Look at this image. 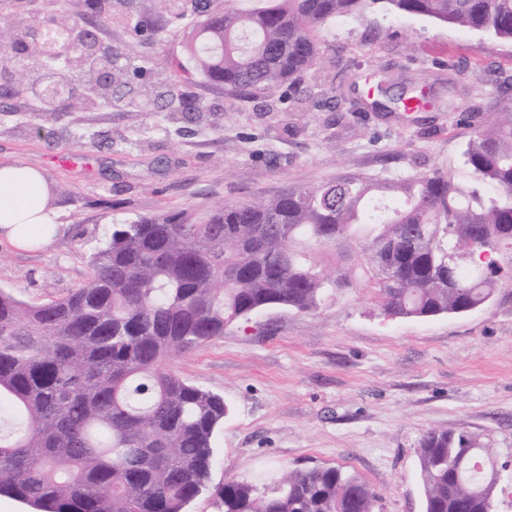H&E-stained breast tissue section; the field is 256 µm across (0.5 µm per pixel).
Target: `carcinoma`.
<instances>
[{"mask_svg": "<svg viewBox=\"0 0 512 512\" xmlns=\"http://www.w3.org/2000/svg\"><path fill=\"white\" fill-rule=\"evenodd\" d=\"M139 21L135 39L180 16ZM377 4L512 41V0H266L247 13L207 14L185 34L194 68L225 91L254 96L299 84L323 61L314 32ZM101 30L112 0H85ZM0 32V68L29 33V9ZM86 18L44 33L63 46ZM64 96L37 94L50 112L84 98L59 73ZM463 153L476 179L438 171L401 178L346 177L314 189L115 224L79 286L41 305L0 289V494L37 512H186L210 490L224 512H373L376 494L339 467L292 469L210 488L224 397L194 386L170 359L224 335L260 310L316 309L327 290L374 285L393 318L464 314L491 302L499 270L468 264L478 244L512 251V105L473 112ZM424 512H494L496 451L429 429L418 441Z\"/></svg>", "mask_w": 512, "mask_h": 512, "instance_id": "1", "label": "carcinoma"}]
</instances>
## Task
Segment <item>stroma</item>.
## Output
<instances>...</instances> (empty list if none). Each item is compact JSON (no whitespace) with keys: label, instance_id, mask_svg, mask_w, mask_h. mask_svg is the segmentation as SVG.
<instances>
[{"label":"stroma","instance_id":"35a3bbf8","mask_svg":"<svg viewBox=\"0 0 512 512\" xmlns=\"http://www.w3.org/2000/svg\"><path fill=\"white\" fill-rule=\"evenodd\" d=\"M194 11L118 59L117 102L56 112L35 132L34 100L0 99V163L41 168L61 229L55 243H0V289L49 302L81 284L113 225L269 198L339 177L393 179L435 170L474 178L462 152L473 110L512 103V42L423 16L372 9L317 30L326 61L299 89L250 98L194 70L181 83L199 105L170 111L156 85L185 63ZM416 81L430 107L376 108ZM185 381L223 396L212 485L309 466L355 472L374 512H424L417 440L470 434L512 459V279L462 315L389 318L371 284L329 291L318 309L268 308L172 358Z\"/></svg>","mask_w":512,"mask_h":512}]
</instances>
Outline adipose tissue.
Returning a JSON list of instances; mask_svg holds the SVG:
<instances>
[{
	"instance_id": "1",
	"label": "adipose tissue",
	"mask_w": 512,
	"mask_h": 512,
	"mask_svg": "<svg viewBox=\"0 0 512 512\" xmlns=\"http://www.w3.org/2000/svg\"><path fill=\"white\" fill-rule=\"evenodd\" d=\"M50 197L41 169L22 162L0 165V240L25 250L51 245L58 225Z\"/></svg>"
}]
</instances>
